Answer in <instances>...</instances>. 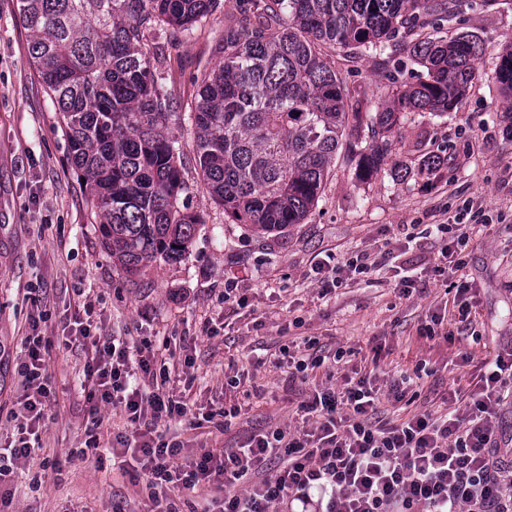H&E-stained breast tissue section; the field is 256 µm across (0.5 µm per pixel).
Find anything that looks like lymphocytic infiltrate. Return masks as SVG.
<instances>
[{
    "label": "lymphocytic infiltrate",
    "instance_id": "obj_1",
    "mask_svg": "<svg viewBox=\"0 0 512 512\" xmlns=\"http://www.w3.org/2000/svg\"><path fill=\"white\" fill-rule=\"evenodd\" d=\"M64 342L93 348L81 383L91 422L100 424L102 406L118 405L131 426L146 430L143 440L120 433L112 443L139 460L150 496L158 497L174 481L171 468L182 448L152 432L158 422L188 414L187 404L170 396L157 376L158 353L147 344L97 338L91 323L80 319ZM46 347L41 336L26 339L27 358L17 367L26 390L12 413L17 438L0 452V483L39 442L50 401ZM510 398L512 350L497 354L480 374L461 416L418 413L376 424L377 391L367 379L316 388L299 405L315 417L314 429H276L219 455L202 452L174 482L184 495L211 492L212 512H279L296 502L301 512H512V452L501 447L494 424ZM272 456L281 466L268 476Z\"/></svg>",
    "mask_w": 512,
    "mask_h": 512
}]
</instances>
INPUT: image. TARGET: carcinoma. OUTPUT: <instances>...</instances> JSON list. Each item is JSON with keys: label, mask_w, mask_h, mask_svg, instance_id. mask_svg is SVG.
Returning a JSON list of instances; mask_svg holds the SVG:
<instances>
[{"label": "carcinoma", "mask_w": 512, "mask_h": 512, "mask_svg": "<svg viewBox=\"0 0 512 512\" xmlns=\"http://www.w3.org/2000/svg\"><path fill=\"white\" fill-rule=\"evenodd\" d=\"M218 61L195 79V170L235 224L262 233L301 224L339 154L379 174L410 111L457 107L478 77L483 39L447 31L468 0H238ZM29 54L59 112L68 158L101 243L129 277L189 254L202 218L189 210L179 119L149 38L203 30L220 0H17ZM378 58L391 88L373 107L324 54ZM426 69L399 81L407 62ZM497 80L512 115V43Z\"/></svg>", "instance_id": "obj_1"}]
</instances>
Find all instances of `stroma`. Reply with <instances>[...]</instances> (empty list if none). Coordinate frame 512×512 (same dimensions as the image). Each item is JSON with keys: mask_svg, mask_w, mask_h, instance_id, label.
I'll return each instance as SVG.
<instances>
[{"mask_svg": "<svg viewBox=\"0 0 512 512\" xmlns=\"http://www.w3.org/2000/svg\"><path fill=\"white\" fill-rule=\"evenodd\" d=\"M455 28L485 41L478 81L459 109L408 114L387 161L394 169L437 154L447 164L403 181L379 175L361 182L354 164L336 161L307 220L274 234L230 223L187 167L189 206L203 219L190 254L130 278L101 244L58 115L33 70L16 0H0V445L15 435L11 410L24 392L17 366L24 338L34 332L49 343L52 402L39 450L12 478L6 512L153 508L145 476L112 460L113 434L131 430L125 413L108 406L100 426L88 429L81 391L87 351L60 345L87 304L96 335L145 340L162 352L168 389L192 412L158 431L188 454L301 429L307 392L338 387L347 376L370 377L380 419L464 410L485 363L512 346V121L503 116L495 77L500 50L512 41V0L490 8L470 0ZM154 41L177 57L161 74L181 117L171 132L188 151L193 81L198 65L216 60L214 41L206 32L178 45L165 32ZM335 65L372 105L388 99L373 58ZM466 205L487 220L474 227L458 271L443 255L450 238L438 227ZM359 255L378 262V275L348 269ZM325 261L340 267L343 285L322 297L314 268ZM405 275L414 279L407 298L399 291ZM464 281L472 286L468 326L455 307ZM309 354L323 357V365L289 383L293 359ZM406 375L417 381L395 401L389 388ZM231 406L241 413L228 427L196 425Z\"/></svg>", "mask_w": 512, "mask_h": 512, "instance_id": "stroma-1", "label": "stroma"}]
</instances>
